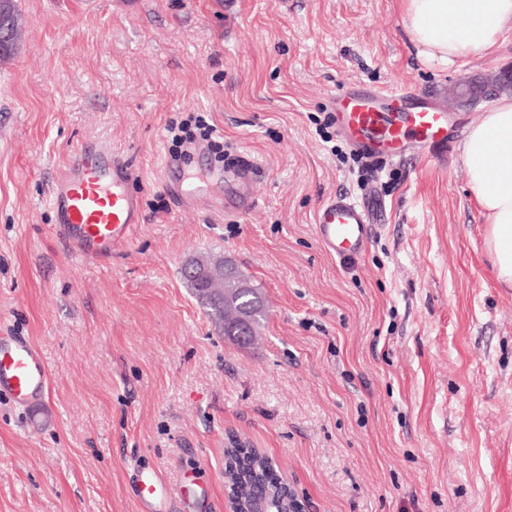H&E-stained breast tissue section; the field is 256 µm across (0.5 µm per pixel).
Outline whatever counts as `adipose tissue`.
I'll use <instances>...</instances> for the list:
<instances>
[{"instance_id": "adipose-tissue-1", "label": "adipose tissue", "mask_w": 512, "mask_h": 512, "mask_svg": "<svg viewBox=\"0 0 512 512\" xmlns=\"http://www.w3.org/2000/svg\"><path fill=\"white\" fill-rule=\"evenodd\" d=\"M417 54L445 66L493 49L512 23V0H400ZM462 159L485 218L497 280L512 288V98L469 125Z\"/></svg>"}]
</instances>
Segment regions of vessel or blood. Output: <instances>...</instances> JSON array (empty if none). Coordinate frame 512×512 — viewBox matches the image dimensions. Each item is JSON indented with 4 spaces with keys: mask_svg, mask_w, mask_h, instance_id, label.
Masks as SVG:
<instances>
[{
    "mask_svg": "<svg viewBox=\"0 0 512 512\" xmlns=\"http://www.w3.org/2000/svg\"><path fill=\"white\" fill-rule=\"evenodd\" d=\"M337 132L366 160L398 159L407 141L434 147L448 138V119L437 103L403 87L349 88L330 105ZM225 169L235 188L233 203L253 208L252 164L227 160ZM130 166L111 149H76L53 177L49 205L56 214L53 234L82 261L103 262L130 241L143 215L140 200L129 189ZM383 218L373 193L355 200L339 193L319 207L315 217L318 242L329 254L353 258L362 254ZM50 372L38 348L26 338L0 336V391L12 402L38 404L49 387ZM137 496L147 512H165L168 491L158 472L140 474Z\"/></svg>",
    "mask_w": 512,
    "mask_h": 512,
    "instance_id": "b4317fda",
    "label": "vessel or blood"
}]
</instances>
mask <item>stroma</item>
<instances>
[{"label": "stroma", "instance_id": "35a3bbf8", "mask_svg": "<svg viewBox=\"0 0 512 512\" xmlns=\"http://www.w3.org/2000/svg\"><path fill=\"white\" fill-rule=\"evenodd\" d=\"M0 64V328L50 370L43 407L0 395V512H142L135 474L183 481L169 512H230L224 450L270 457L303 512H512V290L500 287L460 141L493 106L449 111L448 141L380 164L367 250L325 252L314 217L368 173L319 127L342 87L435 96L512 68V30L448 67L418 57L399 0H18ZM200 112L254 161L256 205L166 187V125ZM80 145L135 174L144 222L101 263L53 236L48 195ZM231 257L261 290V336L218 332L183 277Z\"/></svg>", "mask_w": 512, "mask_h": 512}]
</instances>
